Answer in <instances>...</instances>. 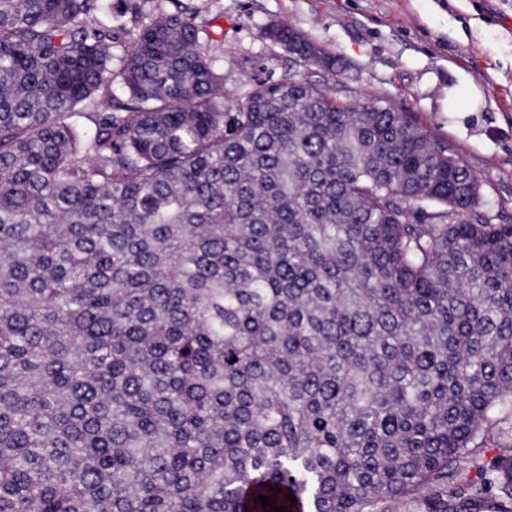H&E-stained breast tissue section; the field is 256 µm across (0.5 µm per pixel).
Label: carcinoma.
Segmentation results:
<instances>
[{
  "label": "carcinoma",
  "mask_w": 512,
  "mask_h": 512,
  "mask_svg": "<svg viewBox=\"0 0 512 512\" xmlns=\"http://www.w3.org/2000/svg\"><path fill=\"white\" fill-rule=\"evenodd\" d=\"M198 13L0 0V512H512V224L286 22L227 99Z\"/></svg>",
  "instance_id": "1"
}]
</instances>
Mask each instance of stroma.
<instances>
[{
	"instance_id": "stroma-1",
	"label": "stroma",
	"mask_w": 512,
	"mask_h": 512,
	"mask_svg": "<svg viewBox=\"0 0 512 512\" xmlns=\"http://www.w3.org/2000/svg\"><path fill=\"white\" fill-rule=\"evenodd\" d=\"M224 93L296 66L264 36L283 21L331 51L353 95L385 99L447 137L512 223V0H198Z\"/></svg>"
}]
</instances>
